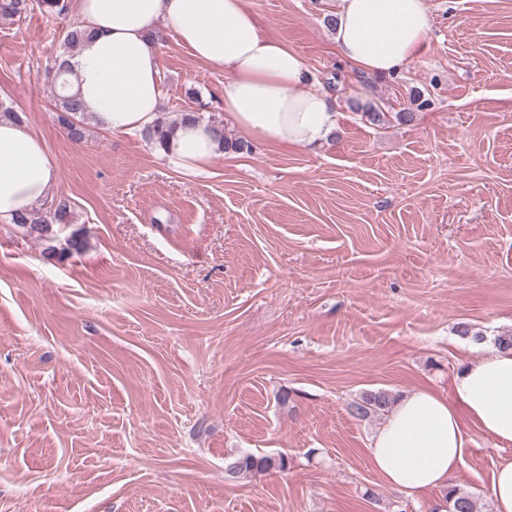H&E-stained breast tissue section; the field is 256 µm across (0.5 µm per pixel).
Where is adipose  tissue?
<instances>
[{"instance_id": "obj_1", "label": "adipose tissue", "mask_w": 512, "mask_h": 512, "mask_svg": "<svg viewBox=\"0 0 512 512\" xmlns=\"http://www.w3.org/2000/svg\"><path fill=\"white\" fill-rule=\"evenodd\" d=\"M89 36L68 59L89 124L133 134L160 118V28L192 55L223 69L224 113L262 143L317 147L339 126L333 95L313 87L299 52L263 32L245 0H77ZM333 39L356 71L398 77L427 45L426 0H336ZM159 153L188 174L221 155L219 126L178 118ZM57 179L45 142L26 125L0 119V220L43 204ZM512 444V349L487 345L460 364L448 394L403 393L367 448L381 482L410 496L443 490L470 451L471 431Z\"/></svg>"}]
</instances>
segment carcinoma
<instances>
[{
    "label": "carcinoma",
    "instance_id": "carcinoma-1",
    "mask_svg": "<svg viewBox=\"0 0 512 512\" xmlns=\"http://www.w3.org/2000/svg\"><path fill=\"white\" fill-rule=\"evenodd\" d=\"M42 14L65 20L72 11V0H0V19L20 21L34 10ZM85 31L81 23H69L63 33L62 52L56 56L52 65L45 68L43 79L53 88L72 87V73L68 69L66 57L75 52L84 38ZM55 107L58 121L67 132L70 140L80 143L85 138V116L77 94L62 95L55 93ZM175 121L161 120L155 128L143 133V137L154 145H162L171 132ZM11 223L23 228L27 234L34 235L45 242L43 255L48 261H61L65 257L85 250L87 241L83 233L74 230L62 247L56 245L58 236L53 226L71 223L70 206L60 203L53 212L47 214L41 210L16 214ZM393 402L391 394L384 390L365 393L360 400L350 405L351 412L359 418H367L385 413ZM288 469V458L279 455H242L226 468V475L239 478L243 475H257L272 471L283 472ZM448 503V512H478V503L468 491L457 485H450L444 492Z\"/></svg>",
    "mask_w": 512,
    "mask_h": 512
}]
</instances>
